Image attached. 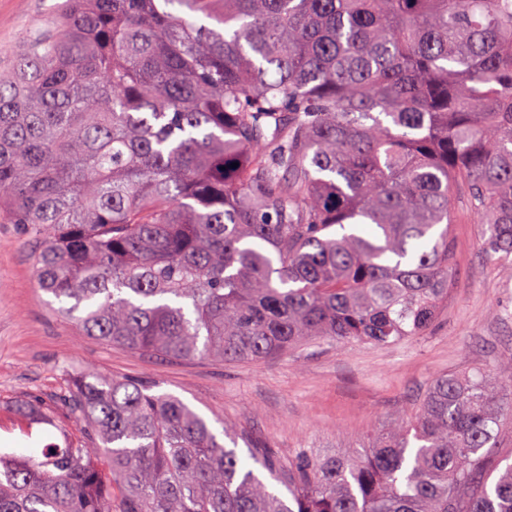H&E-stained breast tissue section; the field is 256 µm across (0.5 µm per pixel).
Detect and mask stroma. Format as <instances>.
Returning <instances> with one entry per match:
<instances>
[{"label":"stroma","instance_id":"stroma-1","mask_svg":"<svg viewBox=\"0 0 512 512\" xmlns=\"http://www.w3.org/2000/svg\"><path fill=\"white\" fill-rule=\"evenodd\" d=\"M58 0H0V47L52 18ZM455 278L433 328L391 346L320 342L260 362L168 361L110 346L60 317L35 283V244L0 223V452L28 454L72 430L70 376L137 377L182 399L213 428L233 423L278 457L320 454L366 439L410 412L434 377L512 375V281L479 246L477 215L455 200ZM38 401L53 425L28 426L15 408Z\"/></svg>","mask_w":512,"mask_h":512}]
</instances>
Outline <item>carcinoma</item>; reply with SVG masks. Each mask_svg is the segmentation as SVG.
<instances>
[{
  "label": "carcinoma",
  "mask_w": 512,
  "mask_h": 512,
  "mask_svg": "<svg viewBox=\"0 0 512 512\" xmlns=\"http://www.w3.org/2000/svg\"><path fill=\"white\" fill-rule=\"evenodd\" d=\"M9 53L0 220L87 336L224 362L421 336L460 192L512 280V0H63ZM63 401L81 437L0 454V512H512L487 371L315 458L245 460L135 378Z\"/></svg>",
  "instance_id": "cac0c4a2"
}]
</instances>
